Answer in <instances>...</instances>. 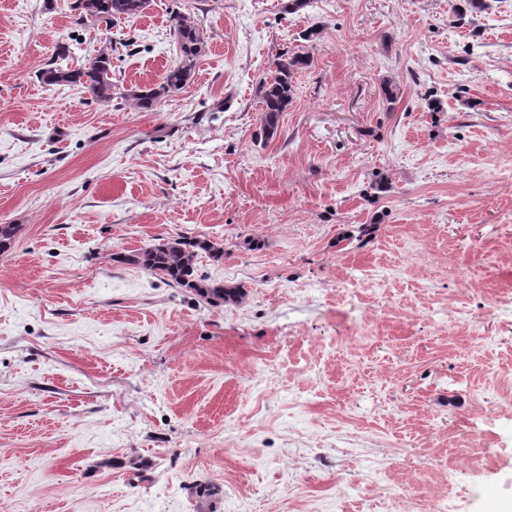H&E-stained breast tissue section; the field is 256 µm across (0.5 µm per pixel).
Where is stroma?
Listing matches in <instances>:
<instances>
[{"mask_svg": "<svg viewBox=\"0 0 512 512\" xmlns=\"http://www.w3.org/2000/svg\"><path fill=\"white\" fill-rule=\"evenodd\" d=\"M290 2L103 33L0 0V512L512 505V0ZM174 9L205 51L144 112ZM63 46L111 48V102L38 80ZM286 52L313 62L266 140ZM179 237L246 303L115 260Z\"/></svg>", "mask_w": 512, "mask_h": 512, "instance_id": "obj_1", "label": "stroma"}]
</instances>
